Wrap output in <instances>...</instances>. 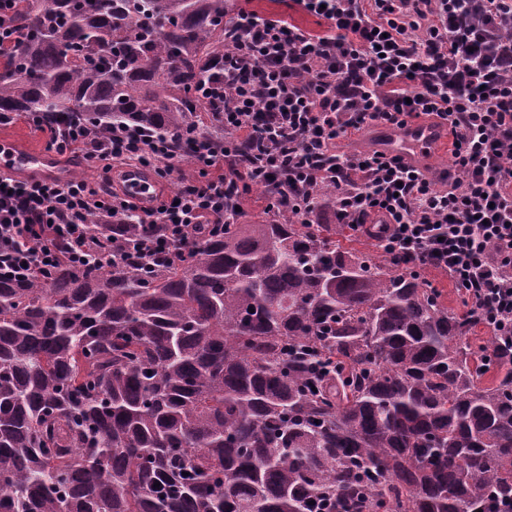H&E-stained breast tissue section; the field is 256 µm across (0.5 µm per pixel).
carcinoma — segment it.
<instances>
[{
  "mask_svg": "<svg viewBox=\"0 0 512 512\" xmlns=\"http://www.w3.org/2000/svg\"><path fill=\"white\" fill-rule=\"evenodd\" d=\"M229 7L18 0L0 115L186 157L206 119L224 138L200 88ZM137 219L132 245L158 231ZM345 238L281 213L193 232L183 260L0 278V512H492L512 344L473 346L437 289Z\"/></svg>",
  "mask_w": 512,
  "mask_h": 512,
  "instance_id": "cac0c4a2",
  "label": "carcinoma"
}]
</instances>
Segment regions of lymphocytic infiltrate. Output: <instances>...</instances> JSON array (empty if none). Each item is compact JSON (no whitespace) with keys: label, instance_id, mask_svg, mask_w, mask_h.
Instances as JSON below:
<instances>
[{"label":"lymphocytic infiltrate","instance_id":"1","mask_svg":"<svg viewBox=\"0 0 512 512\" xmlns=\"http://www.w3.org/2000/svg\"><path fill=\"white\" fill-rule=\"evenodd\" d=\"M325 21L312 34L284 18L245 8L224 24V70L206 99L224 121V143L193 135L191 165H225L223 175L183 186L145 210L161 225L147 257L180 256L191 231L220 235L236 223L250 186L277 183L269 210L287 200L310 223L322 184L336 188L337 223L373 240L413 271L448 273L465 313L512 343V0H485V27L471 0H296ZM431 116L452 135L448 186L385 153H337L362 127L401 126ZM85 145L110 172L113 162L175 171L161 141L131 131L103 141L80 130L59 152ZM136 205L110 179L66 182L0 176V275L51 273L59 259L109 265L117 253L90 229L116 224Z\"/></svg>","mask_w":512,"mask_h":512}]
</instances>
